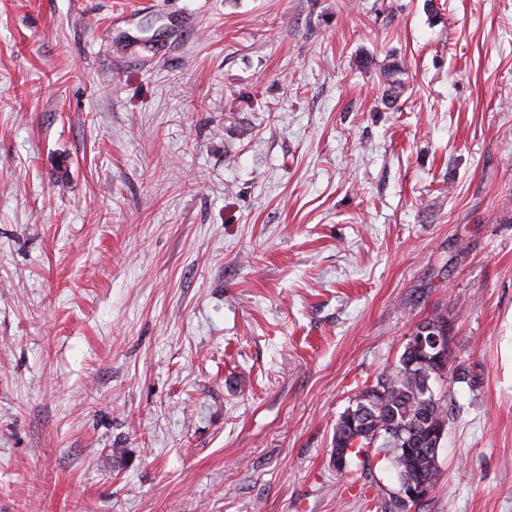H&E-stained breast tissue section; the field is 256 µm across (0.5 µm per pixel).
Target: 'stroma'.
Returning a JSON list of instances; mask_svg holds the SVG:
<instances>
[{"label":"stroma","instance_id":"35a3bbf8","mask_svg":"<svg viewBox=\"0 0 512 512\" xmlns=\"http://www.w3.org/2000/svg\"><path fill=\"white\" fill-rule=\"evenodd\" d=\"M435 313L410 512H512V0H0V512H382ZM419 329L428 332L426 336L413 334L412 343L429 350L435 347L431 351L445 357L447 342L435 336H448V319L433 314L417 324ZM449 363V353L439 362L413 346L409 338L399 360L357 391L336 421L331 459L338 473L358 475V465L366 467L377 453L382 456V471L395 478V486L386 489L390 509L384 512H405L410 504L416 505L397 496L406 483L423 480L433 487L439 480L438 451L448 435L451 408L447 392L437 391L434 383L446 378L448 383L450 379L466 382L470 376L465 368Z\"/></svg>","mask_w":512,"mask_h":512}]
</instances>
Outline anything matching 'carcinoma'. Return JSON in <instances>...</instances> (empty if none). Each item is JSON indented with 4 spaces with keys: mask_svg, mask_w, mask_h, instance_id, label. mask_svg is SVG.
Masks as SVG:
<instances>
[{
    "mask_svg": "<svg viewBox=\"0 0 512 512\" xmlns=\"http://www.w3.org/2000/svg\"><path fill=\"white\" fill-rule=\"evenodd\" d=\"M403 70L392 65L383 70L386 100L397 101L402 89ZM429 336L448 335V319L436 313L417 324ZM450 379L465 382L469 371L439 362L406 343L399 360L375 382L353 395L352 404L336 420L331 456L338 457V473L352 477L358 465L369 464L374 454L382 456V471L395 478L387 489L388 512H407L410 505L397 496L408 482L423 480L433 486L440 477L437 449L448 435L451 408L448 394L434 383Z\"/></svg>",
    "mask_w": 512,
    "mask_h": 512,
    "instance_id": "obj_1",
    "label": "carcinoma"
}]
</instances>
